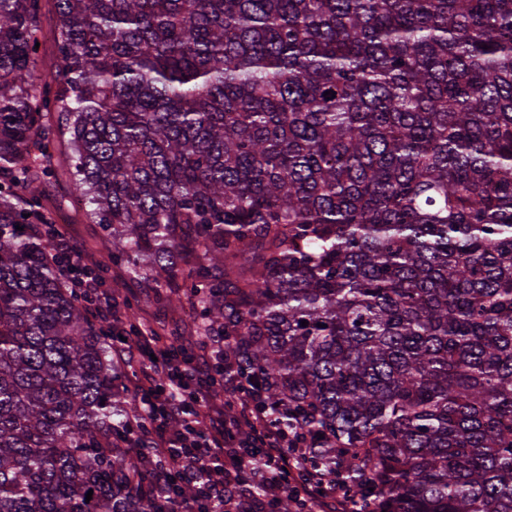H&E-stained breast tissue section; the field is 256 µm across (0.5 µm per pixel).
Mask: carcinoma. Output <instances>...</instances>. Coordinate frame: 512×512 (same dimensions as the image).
<instances>
[{"label": "carcinoma", "mask_w": 512, "mask_h": 512, "mask_svg": "<svg viewBox=\"0 0 512 512\" xmlns=\"http://www.w3.org/2000/svg\"><path fill=\"white\" fill-rule=\"evenodd\" d=\"M56 4L38 74L41 0H0V512H158L58 142L101 267L224 337L355 512H512V0ZM57 177L49 188V198L56 202L55 210L56 235L61 248L68 252L69 262L74 272L89 267L84 264L85 257L92 262L102 260L108 246L99 224H91L86 217L84 204L76 205L68 178L69 155L60 143L53 150ZM69 224L74 245L85 251V257L71 245L68 228ZM78 288L87 296L91 318L107 322H120V310L111 292L105 291L97 279L88 276L80 279Z\"/></svg>", "instance_id": "1"}]
</instances>
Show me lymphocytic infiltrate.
Here are the masks:
<instances>
[{"mask_svg":"<svg viewBox=\"0 0 512 512\" xmlns=\"http://www.w3.org/2000/svg\"><path fill=\"white\" fill-rule=\"evenodd\" d=\"M223 344V337L210 336L194 351L141 331L112 346L119 363L139 370L133 394L146 426L125 450L138 456L151 448L145 465L153 500L180 512H259L288 497L302 512H343L345 490H325L310 475L301 449L288 447L272 426L275 412L262 407V392L231 375L234 361L222 357ZM218 377L228 392L221 406L210 396ZM243 423L253 431L246 444L235 436ZM182 484L196 487L197 498H177Z\"/></svg>","mask_w":512,"mask_h":512,"instance_id":"lymphocytic-infiltrate-1","label":"lymphocytic infiltrate"}]
</instances>
